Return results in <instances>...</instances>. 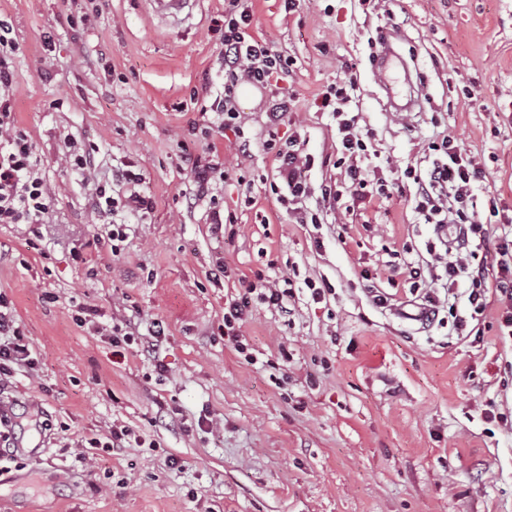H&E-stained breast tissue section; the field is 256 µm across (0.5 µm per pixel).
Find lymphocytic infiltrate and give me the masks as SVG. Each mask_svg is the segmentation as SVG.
<instances>
[{
	"mask_svg": "<svg viewBox=\"0 0 512 512\" xmlns=\"http://www.w3.org/2000/svg\"><path fill=\"white\" fill-rule=\"evenodd\" d=\"M253 10L250 0H228L224 11V95L211 105L220 126L232 130L239 140L238 149L248 153L251 147L244 132V119L236 104L239 85L248 83L262 88L275 76L289 73L293 61L275 49L266 39L252 30ZM18 45L9 23L0 19V224H43L52 211L53 200L47 192L38 170L40 159L25 131L15 124V103L10 95L13 83L12 59ZM355 80L331 87L323 99L336 117L341 154L347 162V191L357 199L374 202L389 197L384 180L369 184L358 165L374 139L371 130L358 127L357 116L348 110ZM288 110L286 100L274 101L266 114L268 138L264 148L276 164V177L268 193L286 208L296 223L320 227L325 208H338L343 191L325 181L319 189L321 206L312 208L308 200L313 190L309 173L317 159L301 147L295 137L281 138L278 129ZM432 156L428 168L407 167L404 176L414 187L410 198L419 220L433 225L435 237L425 245L424 260L403 265L402 270L413 291L419 292L418 310L427 322L438 319L448 308V293L459 282H466L469 312L454 315L453 329L464 335L472 322L481 321L492 303L501 304L502 324L512 338V229H502L496 237L490 257L477 259L471 248L473 239H486L488 230L479 219L478 203L473 186L483 178V171L474 156L464 152L453 136L428 144ZM193 200L209 199L213 233L226 232L237 222L235 213L225 212L218 201L210 197L212 183L223 174L224 162L217 147H210L207 160L191 162ZM142 173L123 166L112 172V181L98 185L92 195L91 212L99 223L110 225L111 240L121 242L128 236L129 226L123 215H145L153 208L150 198L143 196L139 185ZM242 290L224 305V334L235 352L245 361L253 355L240 328L250 317L253 300L268 308L286 311L293 298V281H275L265 271H254L241 277ZM446 297H439V290ZM38 361L30 343L17 326L11 310L0 300V391L8 387L17 368L36 370Z\"/></svg>",
	"mask_w": 512,
	"mask_h": 512,
	"instance_id": "lymphocytic-infiltrate-1",
	"label": "lymphocytic infiltrate"
}]
</instances>
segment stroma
I'll list each match as a JSON object with an SVG mask.
<instances>
[{"instance_id": "stroma-1", "label": "stroma", "mask_w": 512, "mask_h": 512, "mask_svg": "<svg viewBox=\"0 0 512 512\" xmlns=\"http://www.w3.org/2000/svg\"><path fill=\"white\" fill-rule=\"evenodd\" d=\"M257 31L290 56L244 108L250 156L196 96L223 90L224 0H202L174 27L145 0H0L19 45L11 88L54 201L47 224H0V297L37 353L0 396L24 403L13 453L1 461L0 512H512V349L489 312L481 337L371 309L369 276L398 298L388 261L415 262L434 238L403 186L427 143L454 134L484 171L479 204L512 216V0H254ZM400 32L396 50L420 74L421 108L390 111L373 73L371 41ZM52 47H44L45 34ZM356 74L349 105L375 141L358 164L391 199L328 212L321 230L292 223L265 195L274 164L261 144L273 100H290L280 137L324 164L313 185L347 186L329 86ZM95 152L79 171L64 139ZM216 143L230 168L213 193L238 218L213 235L208 202L189 205V159ZM140 166L153 209L128 217L113 254L89 199L113 166ZM246 176L250 187L240 186ZM224 260L234 277L208 276ZM328 279L313 303L296 290L285 315L254 305L241 333L254 363L224 335V301L239 274ZM96 314L75 321L77 305ZM159 318L165 372L134 344L112 349L130 317ZM51 428L38 432L35 422ZM126 426L141 444L82 456L78 441Z\"/></svg>"}]
</instances>
